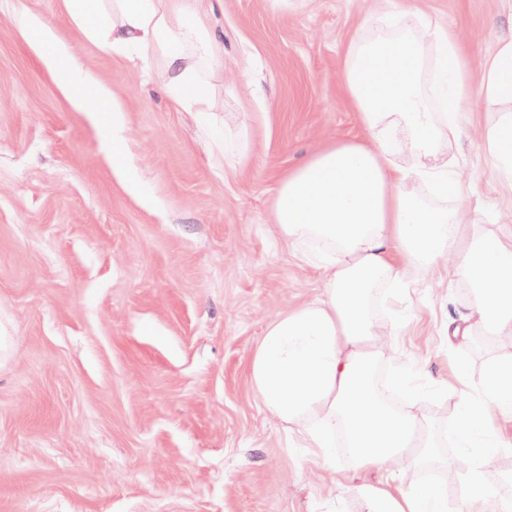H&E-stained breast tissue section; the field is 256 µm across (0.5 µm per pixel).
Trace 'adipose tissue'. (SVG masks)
<instances>
[{"label": "adipose tissue", "instance_id": "obj_1", "mask_svg": "<svg viewBox=\"0 0 512 512\" xmlns=\"http://www.w3.org/2000/svg\"><path fill=\"white\" fill-rule=\"evenodd\" d=\"M82 34L103 48L135 57L157 51L164 88L172 103L195 110L205 137L215 139L204 112L205 76L221 46L193 0H66ZM43 45L42 59L64 86H81L89 112L111 115L113 146H121V105L74 64L70 49L51 27L30 17L17 20ZM442 61L436 69L449 111L433 112L418 88L426 46ZM452 68H445V60ZM343 86L367 139L336 141L291 171L278 188L275 224L282 240L303 262L322 271L312 301L272 319L249 363V377L263 411L283 425L295 448L329 458L344 437L352 468L384 474L383 482L357 488L359 512H447L439 486L405 492L391 483L395 469L418 466L436 454L432 427L419 414L393 406L373 379L384 354V329L399 333L401 292L413 287L414 271L438 263L449 279H462L472 300L449 325L470 323L494 339H512V235L471 232L463 201L439 210L411 199L416 181L433 193L460 191L463 169L445 150L461 130L459 110L467 87L456 41L426 27L419 39H395L370 51L352 45ZM411 153L407 169L396 158ZM456 435L460 448L499 452L505 443L482 431L495 415L512 417V355L492 357L479 377L463 375ZM458 512H512V504L486 485L480 469L468 475Z\"/></svg>", "mask_w": 512, "mask_h": 512}]
</instances>
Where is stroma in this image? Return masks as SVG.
Here are the masks:
<instances>
[{"mask_svg": "<svg viewBox=\"0 0 512 512\" xmlns=\"http://www.w3.org/2000/svg\"><path fill=\"white\" fill-rule=\"evenodd\" d=\"M222 52L205 109L239 150L213 154L176 108L154 51L135 60L86 40L65 0H0V512H358L345 449L325 466L266 417L248 364L270 319L314 299L320 273L274 224L280 180L338 140L365 137L344 95L352 42L424 22L458 42L470 98L450 158L479 232L512 225V177L487 132L512 100L484 74L512 40V0H200ZM57 40L124 109L61 86L15 18ZM471 299L444 266L402 305L398 358L427 390L436 463L396 472L456 498L474 458L450 448L456 357L446 324Z\"/></svg>", "mask_w": 512, "mask_h": 512, "instance_id": "stroma-1", "label": "stroma"}]
</instances>
